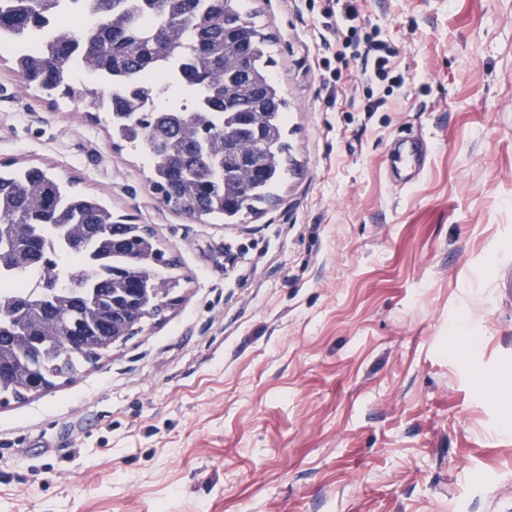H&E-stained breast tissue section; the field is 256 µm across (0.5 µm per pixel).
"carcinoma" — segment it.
I'll return each instance as SVG.
<instances>
[{
    "instance_id": "carcinoma-1",
    "label": "carcinoma",
    "mask_w": 512,
    "mask_h": 512,
    "mask_svg": "<svg viewBox=\"0 0 512 512\" xmlns=\"http://www.w3.org/2000/svg\"><path fill=\"white\" fill-rule=\"evenodd\" d=\"M67 0H0V31L27 46L14 70L48 96H78L104 112L112 134L150 156L151 185L172 210L226 221L276 199L293 162L287 101L270 72L271 39L239 0H85L92 20L35 45L47 14ZM187 59L181 101L150 79L132 94L75 86L76 72L101 80L151 74ZM157 101L151 109L145 101ZM178 261L144 224L114 219L97 195L80 193L37 167H0V271L43 277L29 299L0 295V405L26 402L72 381L173 306Z\"/></svg>"
}]
</instances>
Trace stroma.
<instances>
[{
    "label": "stroma",
    "mask_w": 512,
    "mask_h": 512,
    "mask_svg": "<svg viewBox=\"0 0 512 512\" xmlns=\"http://www.w3.org/2000/svg\"><path fill=\"white\" fill-rule=\"evenodd\" d=\"M248 7L296 170L235 224L162 204L145 150L0 51V163L150 225L181 276L111 357L0 407V512H512V0H364L404 83L352 65L335 94L319 4ZM403 131L430 145L405 187Z\"/></svg>",
    "instance_id": "obj_1"
}]
</instances>
